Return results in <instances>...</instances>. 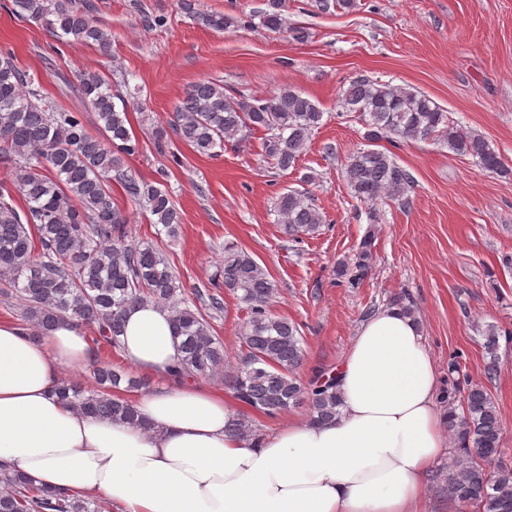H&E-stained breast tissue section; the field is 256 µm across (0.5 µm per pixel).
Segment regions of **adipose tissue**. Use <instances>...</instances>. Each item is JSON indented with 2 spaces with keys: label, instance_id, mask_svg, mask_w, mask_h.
<instances>
[{
  "label": "adipose tissue",
  "instance_id": "ef3b65f1",
  "mask_svg": "<svg viewBox=\"0 0 512 512\" xmlns=\"http://www.w3.org/2000/svg\"><path fill=\"white\" fill-rule=\"evenodd\" d=\"M121 355L158 387L136 423L83 415L56 393L63 368L90 364L79 329L35 338L0 322V466L100 496L115 512H421L424 478L446 448L438 373L414 318L387 307L364 322L336 370L331 422L288 423L245 440L223 396L172 378L170 312L124 319Z\"/></svg>",
  "mask_w": 512,
  "mask_h": 512
}]
</instances>
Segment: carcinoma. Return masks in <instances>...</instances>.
<instances>
[{
    "mask_svg": "<svg viewBox=\"0 0 512 512\" xmlns=\"http://www.w3.org/2000/svg\"><path fill=\"white\" fill-rule=\"evenodd\" d=\"M193 20L222 31L235 24L231 16L201 13L195 0H179ZM286 0H268L259 15L270 32L304 37L288 26ZM16 18L44 25L59 40L96 46L106 54L112 33L98 24L93 5L73 0H11ZM79 92L96 112L104 138L91 135L75 112L45 101L29 88L26 74L9 57L0 58V163L11 169L13 186L0 185V293L20 302L24 327L35 337L58 323L95 327L88 337L96 352L120 349L123 317L133 306L153 302L170 310L180 359L175 369L187 377L224 379V386L246 407L275 417L308 402L310 420L339 415L343 399L334 382L303 384L295 375L304 356L298 326L272 313L276 284L267 268L233 243L224 244V260L211 285L245 305V354L230 367L224 341L208 318L224 311L215 295L183 286L162 254L149 243L127 241L128 217L112 205V182L175 238L181 216L167 191L125 170V159L137 149L127 112L114 102L112 84L96 72L78 76ZM343 104L364 123L371 147L349 157L345 179L352 195L366 204L402 198L413 178L388 149L407 140L438 138L461 156L476 159L484 170L511 177L512 168L482 136L448 122V115L427 95L377 79L359 77L343 93ZM324 112L301 92L283 88L252 100L204 80L190 85L170 123L172 132L206 156L264 133L263 156L279 170L296 166ZM25 206L17 209L16 197ZM283 235L299 242L324 223L309 193L287 190L276 201ZM375 230L363 239L352 261H340L336 275L356 288L372 268ZM485 348L488 375L497 372V330L491 328ZM95 386L63 381L59 397L76 411L95 418L136 422L132 401L123 393L147 389L146 377H132L122 366L95 361ZM448 431L457 444L449 465L446 491L476 512H512V467L495 465L501 452L502 423L483 387L468 388L462 411L449 395ZM0 512H102L93 497L51 489L34 478L0 471Z\"/></svg>",
    "mask_w": 512,
    "mask_h": 512,
    "instance_id": "obj_1",
    "label": "carcinoma"
}]
</instances>
